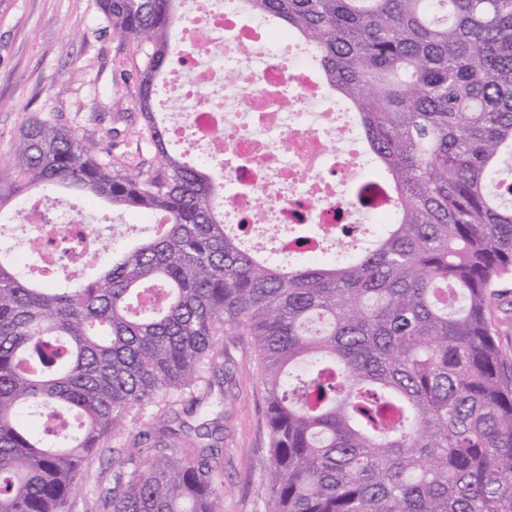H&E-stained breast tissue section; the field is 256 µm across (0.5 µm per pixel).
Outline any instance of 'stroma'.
I'll use <instances>...</instances> for the list:
<instances>
[{
	"instance_id": "obj_1",
	"label": "stroma",
	"mask_w": 512,
	"mask_h": 512,
	"mask_svg": "<svg viewBox=\"0 0 512 512\" xmlns=\"http://www.w3.org/2000/svg\"><path fill=\"white\" fill-rule=\"evenodd\" d=\"M97 0H0V164L8 163L29 115L78 128L102 142L112 164L151 171L161 166L139 131L134 48L103 32ZM495 339L512 362V281L489 302ZM218 364L192 391L132 411L123 431L105 439L79 478L69 512H104L115 474L134 469L133 448H223L224 492L218 512H268L263 475L270 464L266 390L251 337L228 329L217 340Z\"/></svg>"
}]
</instances>
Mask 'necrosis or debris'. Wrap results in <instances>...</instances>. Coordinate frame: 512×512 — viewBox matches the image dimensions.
Returning a JSON list of instances; mask_svg holds the SVG:
<instances>
[{"mask_svg":"<svg viewBox=\"0 0 512 512\" xmlns=\"http://www.w3.org/2000/svg\"><path fill=\"white\" fill-rule=\"evenodd\" d=\"M193 2L206 15L188 31L193 57L210 55L215 40L224 41L221 63L200 65L197 78L221 94L196 98L171 131L189 130L195 145L223 163L225 223L269 235L281 253L295 248L294 225L312 224L316 235L303 247L306 257L346 258L360 214L382 224L393 210L386 189L370 208L354 200L350 182L366 169L356 125L347 111L328 107L332 91L315 66L293 69L289 54L273 47L267 25L243 19L225 0ZM77 223L71 213L50 223L39 204L20 217L32 237L53 241Z\"/></svg>","mask_w":512,"mask_h":512,"instance_id":"necrosis-or-debris-1","label":"necrosis or debris"}]
</instances>
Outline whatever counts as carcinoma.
<instances>
[{
    "instance_id": "obj_1",
    "label": "carcinoma",
    "mask_w": 512,
    "mask_h": 512,
    "mask_svg": "<svg viewBox=\"0 0 512 512\" xmlns=\"http://www.w3.org/2000/svg\"><path fill=\"white\" fill-rule=\"evenodd\" d=\"M178 0H98L142 54L141 134L161 172L26 118L0 183L75 189L165 222L67 288L0 240V512H69L127 416L191 387L216 336L252 337L266 387L271 512H512V364L488 303L512 277V0H248L314 51L354 108L392 222L344 263L260 258L214 176L157 112ZM110 512H216L222 448H135Z\"/></svg>"
}]
</instances>
